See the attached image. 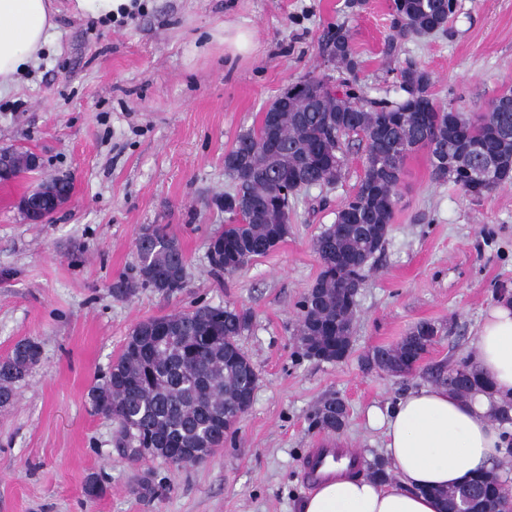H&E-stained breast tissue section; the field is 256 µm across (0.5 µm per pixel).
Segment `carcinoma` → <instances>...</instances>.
Segmentation results:
<instances>
[{"label":"carcinoma","mask_w":512,"mask_h":512,"mask_svg":"<svg viewBox=\"0 0 512 512\" xmlns=\"http://www.w3.org/2000/svg\"><path fill=\"white\" fill-rule=\"evenodd\" d=\"M455 0H393L398 41L428 31H443L454 14ZM326 48L336 63L356 75L350 32L332 27ZM403 92L397 102L369 99L356 82L338 89L323 83L314 100L297 99L280 112H266L258 129L239 137L224 155V173L234 190L224 194V230L209 241L212 270L231 273L272 251L288 235L290 198L302 186L289 174L300 169L307 185H334L344 175L343 137L365 142V171L355 192L336 211L333 224L314 242L320 273L300 304L298 342L304 355L334 362L351 348L356 296L363 269L382 251L401 196L407 158L428 151L432 174L464 192L471 184L473 158L457 152L448 138L457 132L499 165L484 180L488 193L512 178V112L500 124L486 112L473 119L444 107L432 92L429 72L408 64L397 74ZM137 237L135 275L112 284L117 299L149 288L169 298L187 288L186 257L165 224H152ZM252 315L228 306L196 305L137 323L122 352L101 383L89 392L94 410L116 422V445L132 460L163 458L176 466L199 464L233 433L251 405L258 373L238 343ZM438 329L425 322L391 348H377L366 364L396 376L413 373ZM40 356V345L26 338L0 361V407L12 403L16 384L26 378ZM460 398L492 390L472 360L465 359L432 374ZM344 401L336 396L317 409L313 423L323 431L343 429ZM476 489L473 512H509L512 484L494 472L471 481Z\"/></svg>","instance_id":"1"}]
</instances>
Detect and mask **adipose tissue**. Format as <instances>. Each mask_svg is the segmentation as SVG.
Masks as SVG:
<instances>
[{
    "label": "adipose tissue",
    "instance_id": "adipose-tissue-1",
    "mask_svg": "<svg viewBox=\"0 0 512 512\" xmlns=\"http://www.w3.org/2000/svg\"><path fill=\"white\" fill-rule=\"evenodd\" d=\"M55 27L50 0H0V90L39 59ZM476 348L492 394L462 399L446 386L426 385L372 408L369 424L382 432L390 478L321 482L301 512H441L435 490L467 484L495 467L505 447L494 411L512 397V301L488 305Z\"/></svg>",
    "mask_w": 512,
    "mask_h": 512
}]
</instances>
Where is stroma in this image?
Listing matches in <instances>:
<instances>
[{
  "label": "stroma",
  "instance_id": "obj_1",
  "mask_svg": "<svg viewBox=\"0 0 512 512\" xmlns=\"http://www.w3.org/2000/svg\"><path fill=\"white\" fill-rule=\"evenodd\" d=\"M51 3L53 42L0 93V151L40 158L37 170L0 184V359L24 338L41 347L13 403L0 408V512H299L310 448L337 443L365 462L382 459L368 409L474 358L483 311L512 297V182L475 198L435 180L427 151L413 153L387 241L357 295L351 351L327 363L303 356L297 320L320 272L313 241L354 193L365 145L348 137L342 180L292 199L289 233L273 251L218 275L207 246L224 227L215 200L234 189L224 154L289 82L314 71L342 83L346 71L323 52L337 23L352 34L368 98L396 100L395 70L410 62L431 74L441 105L486 112L512 87V0H458L446 31L400 41L393 54L392 0H132L117 18L81 15L75 0ZM228 24L253 31L252 53L225 57ZM56 177L74 185L69 204L27 223L17 198ZM150 224L179 240L188 286L168 298L147 289L114 298ZM196 304L250 311L239 344L259 374L252 405L203 463L131 460L89 391L135 324ZM422 321L438 337L412 375L368 368V354ZM332 395L348 408L336 433L311 423ZM92 477L104 492L91 500ZM146 479L154 497L137 492Z\"/></svg>",
  "mask_w": 512,
  "mask_h": 512
}]
</instances>
